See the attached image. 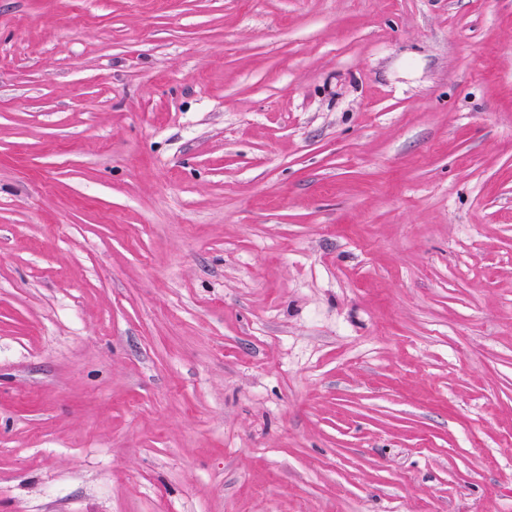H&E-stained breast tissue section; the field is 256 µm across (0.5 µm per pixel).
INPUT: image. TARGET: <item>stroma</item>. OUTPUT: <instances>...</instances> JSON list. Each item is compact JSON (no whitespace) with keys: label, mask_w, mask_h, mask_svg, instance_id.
I'll list each match as a JSON object with an SVG mask.
<instances>
[{"label":"stroma","mask_w":512,"mask_h":512,"mask_svg":"<svg viewBox=\"0 0 512 512\" xmlns=\"http://www.w3.org/2000/svg\"><path fill=\"white\" fill-rule=\"evenodd\" d=\"M0 512H512V0H0Z\"/></svg>","instance_id":"35a3bbf8"}]
</instances>
